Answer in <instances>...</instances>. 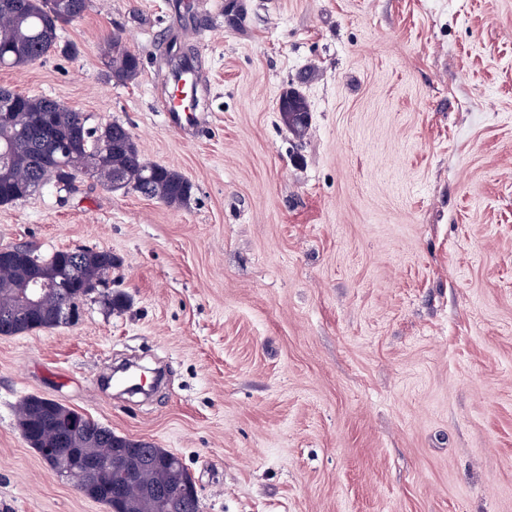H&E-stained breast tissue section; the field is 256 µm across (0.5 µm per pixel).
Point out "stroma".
<instances>
[{"instance_id": "stroma-1", "label": "stroma", "mask_w": 512, "mask_h": 512, "mask_svg": "<svg viewBox=\"0 0 512 512\" xmlns=\"http://www.w3.org/2000/svg\"><path fill=\"white\" fill-rule=\"evenodd\" d=\"M179 2L91 0L75 54L0 68L193 185L174 208L81 174L0 205V247L119 260L77 323L0 336V512H108L24 439L31 395L178 454L201 512H512V0H238L237 27ZM175 45L198 69L181 133ZM123 354L164 384L99 385ZM102 59L108 78L116 83L124 84L134 81L141 71L140 58L116 33L110 35L105 41ZM193 69L185 73L178 81H173L167 96L165 112V121L170 130L184 131L194 125L196 112L190 106V85L196 82V66L190 61ZM279 112L287 131L296 139H303L310 119L306 98L297 90L287 91L280 99Z\"/></svg>"}]
</instances>
